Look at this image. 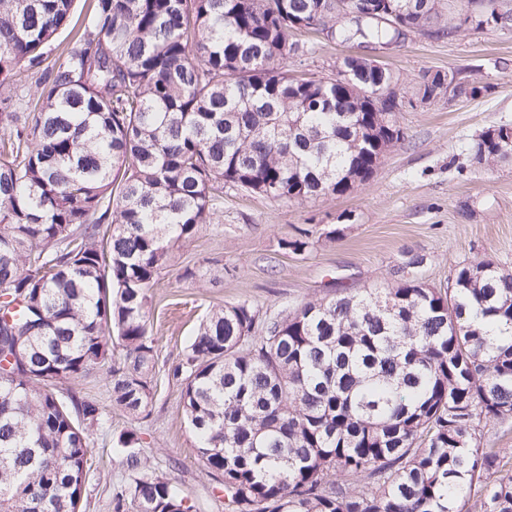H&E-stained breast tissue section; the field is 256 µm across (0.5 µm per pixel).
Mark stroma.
<instances>
[{"mask_svg":"<svg viewBox=\"0 0 512 512\" xmlns=\"http://www.w3.org/2000/svg\"><path fill=\"white\" fill-rule=\"evenodd\" d=\"M360 53L381 54L402 80V139L368 181L341 196L287 202L225 188L220 222L202 225L174 252L153 291L150 331L160 368L153 405L145 417L113 410L109 435L91 449L96 468L87 480L85 512H112L110 490L126 476L112 438L127 430L137 433L144 455L193 512H226L222 487L202 466L183 420L181 387L164 373L211 306L245 302L277 312L388 288L406 277L443 288L456 265L476 258L512 271V164L486 172L471 160L481 130L512 126V30L412 35L382 52L355 42H317L291 55L288 69L321 77L337 60ZM448 68L482 85V94L417 104L424 76ZM296 238L309 241L305 252L282 249V241Z\"/></svg>","mask_w":512,"mask_h":512,"instance_id":"obj_1","label":"stroma"}]
</instances>
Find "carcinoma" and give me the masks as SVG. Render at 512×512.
<instances>
[{
    "label": "carcinoma",
    "mask_w": 512,
    "mask_h": 512,
    "mask_svg": "<svg viewBox=\"0 0 512 512\" xmlns=\"http://www.w3.org/2000/svg\"><path fill=\"white\" fill-rule=\"evenodd\" d=\"M74 2L0 0V512H81L106 420L76 384L104 368L114 406L149 412L152 291L224 186L344 195L403 136L367 59L296 77V37L460 30L448 0H345L351 19L337 0H92L55 55ZM451 83L485 90L450 69L417 94ZM504 129L476 139L478 165L512 161ZM167 378L229 512H464L471 494L479 512H512V455L481 447L512 417V272L491 259L457 265L443 291L405 279L264 315L215 306ZM115 445L129 474L114 512H193L135 432Z\"/></svg>",
    "instance_id": "carcinoma-1"
}]
</instances>
